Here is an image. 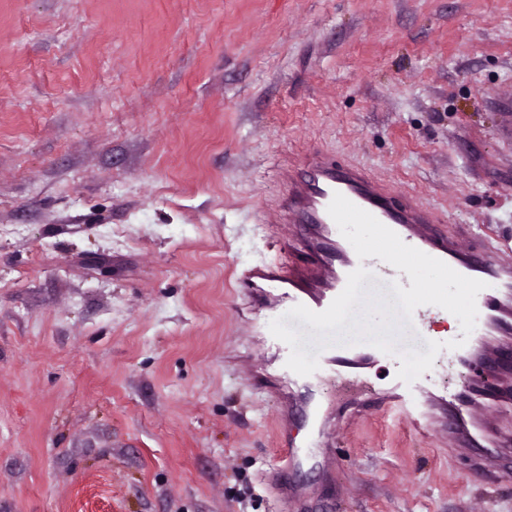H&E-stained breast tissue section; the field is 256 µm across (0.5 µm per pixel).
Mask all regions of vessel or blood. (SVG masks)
Instances as JSON below:
<instances>
[{
    "label": "vessel or blood",
    "mask_w": 512,
    "mask_h": 512,
    "mask_svg": "<svg viewBox=\"0 0 512 512\" xmlns=\"http://www.w3.org/2000/svg\"><path fill=\"white\" fill-rule=\"evenodd\" d=\"M337 192L396 232L407 245L442 260L464 276L485 282V289L476 298V325L465 345L449 350L448 356L455 364L469 362L475 356L485 362L499 360L502 337L512 335V254L482 239L467 243L462 237L437 231L434 211L415 197L396 194L389 185L360 168L317 156L305 159L299 176L289 182L279 214L280 220L307 225L300 243L307 255L306 262L296 266L261 259L244 279L245 287L253 289L261 284L277 292L275 305L256 301L254 325L278 358L284 360L290 354L288 345L269 330L270 322L278 317L298 330L302 348L318 357L319 367L313 374L303 377L292 372L288 375L289 382L298 389L310 391L332 386L350 397L371 393V385L363 378L364 371L371 363L385 360L384 352L366 343L318 349L312 342L316 330L289 317L288 312L298 304L315 312L325 310L345 288L348 275L360 267L370 273L363 282L364 289L380 290L386 299L394 297L392 282L405 287L410 284L405 272L378 258L359 259L328 213ZM442 314V308L437 306L417 307L412 313L411 326L405 327L397 344L398 349L410 347L413 340L428 339L432 321ZM435 378V372L430 370L409 383L394 379L391 396L401 405L415 402L427 394ZM474 412V424L482 438L497 442L493 424L501 414L500 406L484 397L476 400Z\"/></svg>",
    "instance_id": "obj_1"
}]
</instances>
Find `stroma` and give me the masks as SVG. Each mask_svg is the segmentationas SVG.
Masks as SVG:
<instances>
[{"instance_id": "obj_1", "label": "stroma", "mask_w": 512, "mask_h": 512, "mask_svg": "<svg viewBox=\"0 0 512 512\" xmlns=\"http://www.w3.org/2000/svg\"><path fill=\"white\" fill-rule=\"evenodd\" d=\"M512 0H0V512H512L447 423L301 443L239 280L319 151L512 246Z\"/></svg>"}]
</instances>
